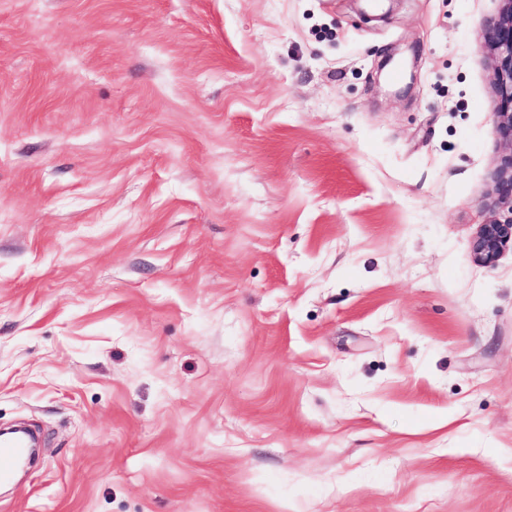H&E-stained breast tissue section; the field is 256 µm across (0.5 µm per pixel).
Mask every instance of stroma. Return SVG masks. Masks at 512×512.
I'll return each instance as SVG.
<instances>
[{
    "mask_svg": "<svg viewBox=\"0 0 512 512\" xmlns=\"http://www.w3.org/2000/svg\"><path fill=\"white\" fill-rule=\"evenodd\" d=\"M361 8L0 0V512H512L500 2ZM502 2L498 18L489 27L485 47L494 63L493 76L499 105L493 127L503 146L495 173L493 207L504 212L480 224L472 241L474 260L494 265L502 254L512 250V0ZM25 447L22 438H12L0 442V483L9 482L16 469L20 448Z\"/></svg>",
    "mask_w": 512,
    "mask_h": 512,
    "instance_id": "stroma-1",
    "label": "stroma"
}]
</instances>
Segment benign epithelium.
Masks as SVG:
<instances>
[{
	"label": "benign epithelium",
	"instance_id": "benign-epithelium-1",
	"mask_svg": "<svg viewBox=\"0 0 512 512\" xmlns=\"http://www.w3.org/2000/svg\"><path fill=\"white\" fill-rule=\"evenodd\" d=\"M498 18L489 27L485 47L494 63L493 76L499 105L493 127L503 146L495 173L493 206L504 213L479 225L472 241L474 260L485 266L495 264L512 249V0H501Z\"/></svg>",
	"mask_w": 512,
	"mask_h": 512
}]
</instances>
